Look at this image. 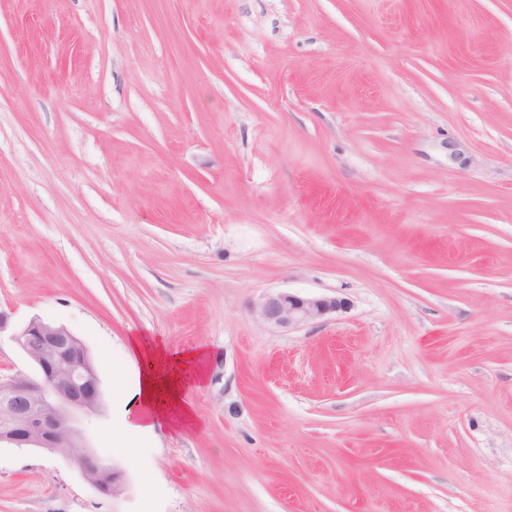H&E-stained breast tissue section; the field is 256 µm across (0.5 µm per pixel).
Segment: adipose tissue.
<instances>
[{"label":"adipose tissue","mask_w":512,"mask_h":512,"mask_svg":"<svg viewBox=\"0 0 512 512\" xmlns=\"http://www.w3.org/2000/svg\"><path fill=\"white\" fill-rule=\"evenodd\" d=\"M131 347L140 361L141 369L138 385L128 394L127 400L137 409L139 420L125 424L117 432V440L150 433L157 419L162 418L172 404L179 407L180 422L191 421L190 408L179 401L185 384L180 370L184 367L193 368L196 379H203V351H189L170 357L161 347L142 339L132 340Z\"/></svg>","instance_id":"1"}]
</instances>
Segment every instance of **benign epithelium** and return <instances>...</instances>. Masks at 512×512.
<instances>
[{"instance_id":"1","label":"benign epithelium","mask_w":512,"mask_h":512,"mask_svg":"<svg viewBox=\"0 0 512 512\" xmlns=\"http://www.w3.org/2000/svg\"><path fill=\"white\" fill-rule=\"evenodd\" d=\"M347 308L343 298L275 290L263 294L251 311L285 332ZM10 338L38 374L19 371L0 378V446L65 451L98 493L122 497L126 484L121 469L88 445L78 423L79 416L102 405L99 377L85 345L67 327L38 318L11 330ZM107 468L112 469V482L105 486L101 475Z\"/></svg>"}]
</instances>
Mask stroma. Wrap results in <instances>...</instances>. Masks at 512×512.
Masks as SVG:
<instances>
[{"label":"stroma","mask_w":512,"mask_h":512,"mask_svg":"<svg viewBox=\"0 0 512 512\" xmlns=\"http://www.w3.org/2000/svg\"><path fill=\"white\" fill-rule=\"evenodd\" d=\"M0 311L129 485L0 447V512H512V0H0ZM135 335L208 375L119 444ZM347 308L348 302L343 298L275 290L263 294L252 305L251 311L269 327L285 332L323 320Z\"/></svg>","instance_id":"stroma-1"}]
</instances>
